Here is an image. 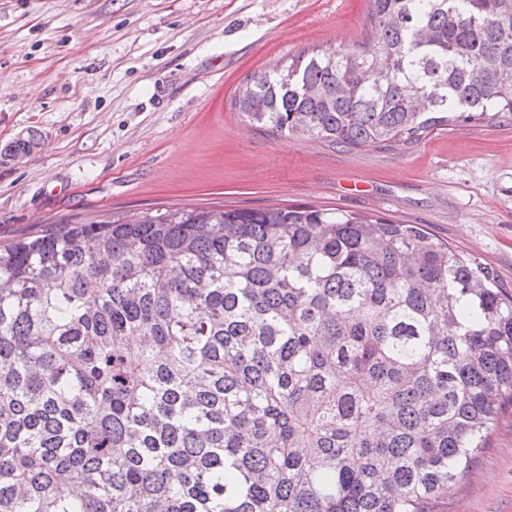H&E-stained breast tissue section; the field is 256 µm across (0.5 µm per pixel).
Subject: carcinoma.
Here are the masks:
<instances>
[{
  "label": "carcinoma",
  "mask_w": 512,
  "mask_h": 512,
  "mask_svg": "<svg viewBox=\"0 0 512 512\" xmlns=\"http://www.w3.org/2000/svg\"><path fill=\"white\" fill-rule=\"evenodd\" d=\"M366 23L235 108L346 148L512 114V0ZM511 410L512 294L420 224L147 209L0 246V512H425Z\"/></svg>",
  "instance_id": "carcinoma-1"
}]
</instances>
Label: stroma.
Here are the masks:
<instances>
[{
  "label": "stroma",
  "instance_id": "obj_1",
  "mask_svg": "<svg viewBox=\"0 0 512 512\" xmlns=\"http://www.w3.org/2000/svg\"><path fill=\"white\" fill-rule=\"evenodd\" d=\"M369 0H0V243L70 217L311 205L420 224L512 289V116L352 149L255 128L253 72L364 41ZM433 512H512V417ZM37 145H38V142L35 139V134H28V136L26 138H18L14 141H11V142L5 144L0 149L1 162L6 161V159L8 157H9L8 161H15V162L22 161L24 158H26L27 156L30 155V154H24V153H32ZM17 153H19V154H17Z\"/></svg>",
  "mask_w": 512,
  "mask_h": 512
}]
</instances>
